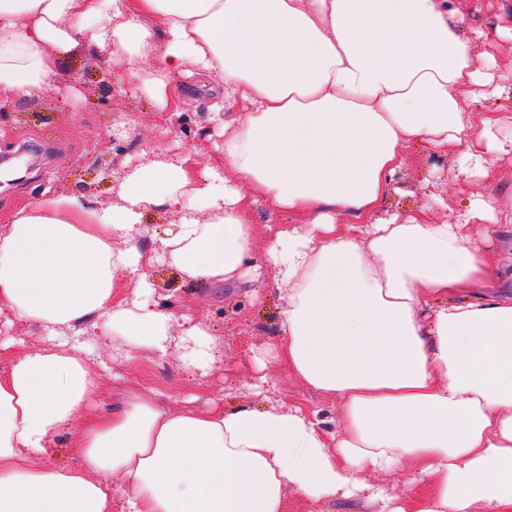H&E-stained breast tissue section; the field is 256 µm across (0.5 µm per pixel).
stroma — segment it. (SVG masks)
<instances>
[{"mask_svg": "<svg viewBox=\"0 0 512 512\" xmlns=\"http://www.w3.org/2000/svg\"><path fill=\"white\" fill-rule=\"evenodd\" d=\"M454 4L467 17L465 35L474 49L493 58L489 96L465 101L464 111L512 112V56L498 51L495 34L502 10L512 7V0H454ZM55 83L57 92L43 98L0 104V157L14 154L19 162L12 173L0 164V227L18 203L61 190L110 202L122 162H142L143 151L150 146L175 145L194 154L199 166H224L223 155L213 148L221 138L212 114L213 76L197 73L179 78L182 113L166 135L160 131L163 116L146 99L117 83L103 58L67 59ZM475 187V180L461 175L451 158L417 146L376 216L428 208L439 222L447 219L448 209L435 207V198L448 202V208L461 209ZM150 277L157 299L175 316L205 319L215 326L219 361L203 375L145 349L132 350L126 357L115 354L111 341L88 336L86 342L94 350L92 367L102 378L94 411H111L124 393L139 390L155 393L175 410H202L217 398L228 408L246 401L258 407L315 409L325 428L337 431L335 403L304 387L274 359L265 361L267 388L249 397L241 391L242 380L252 375L255 359L279 319L281 302L272 268H262L255 280L234 288L186 283L160 264L151 268Z\"/></svg>", "mask_w": 512, "mask_h": 512, "instance_id": "35a3bbf8", "label": "stroma"}]
</instances>
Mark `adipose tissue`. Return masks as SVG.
<instances>
[{
	"label": "adipose tissue",
	"instance_id": "adipose-tissue-1",
	"mask_svg": "<svg viewBox=\"0 0 512 512\" xmlns=\"http://www.w3.org/2000/svg\"><path fill=\"white\" fill-rule=\"evenodd\" d=\"M464 28L451 0H0V101L51 90L61 60L85 52L160 112L180 113L174 78L193 67L248 104L222 121L224 170L162 151L123 166L111 204L37 197L0 230V318L45 333L23 350L0 340V512H112L117 475L126 512H286L407 458L432 487L377 485L379 512H512V295L463 231L471 215L499 221L500 200L483 189L440 223L372 219L417 143L485 179L489 158L512 157L511 112L463 109L490 82ZM258 196L299 218L266 251L281 318L265 349L336 399L340 432L299 407L175 412L138 393L89 414L88 331L216 363L210 324L175 320L148 270L254 275ZM153 208L179 222L142 246ZM76 423L77 467L44 464Z\"/></svg>",
	"mask_w": 512,
	"mask_h": 512
}]
</instances>
